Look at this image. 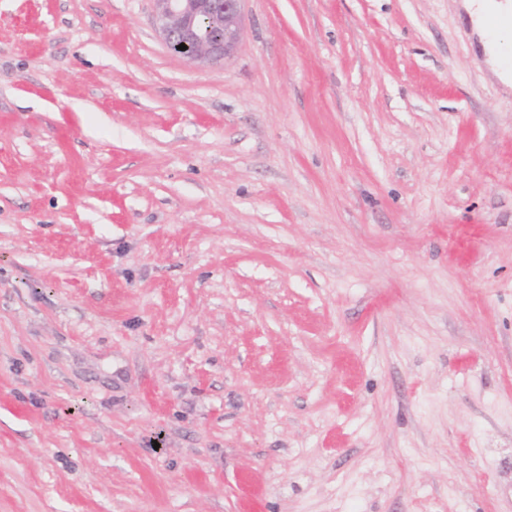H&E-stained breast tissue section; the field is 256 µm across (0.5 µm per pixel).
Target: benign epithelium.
<instances>
[{
    "mask_svg": "<svg viewBox=\"0 0 512 512\" xmlns=\"http://www.w3.org/2000/svg\"><path fill=\"white\" fill-rule=\"evenodd\" d=\"M159 30L167 48L189 60L229 58L241 36L242 0H155ZM187 49H178L179 45Z\"/></svg>",
    "mask_w": 512,
    "mask_h": 512,
    "instance_id": "benign-epithelium-1",
    "label": "benign epithelium"
}]
</instances>
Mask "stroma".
I'll use <instances>...</instances> for the list:
<instances>
[{"instance_id": "obj_1", "label": "stroma", "mask_w": 512, "mask_h": 512, "mask_svg": "<svg viewBox=\"0 0 512 512\" xmlns=\"http://www.w3.org/2000/svg\"><path fill=\"white\" fill-rule=\"evenodd\" d=\"M0 512H512V88L461 0H0ZM243 0H155L159 30L167 48L189 60L208 63L229 58L237 49L241 36ZM215 20L220 27L213 36L209 25ZM184 44L186 50L177 49Z\"/></svg>"}]
</instances>
